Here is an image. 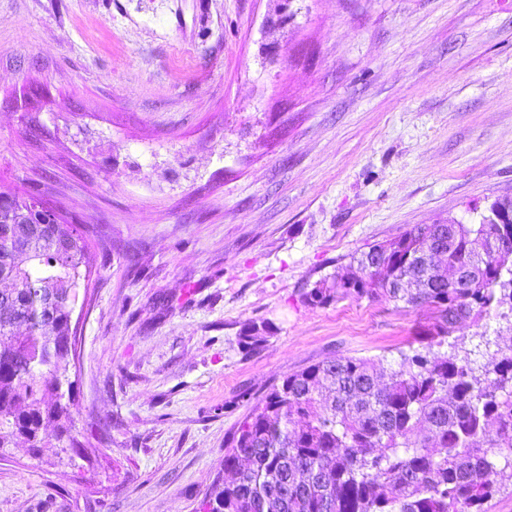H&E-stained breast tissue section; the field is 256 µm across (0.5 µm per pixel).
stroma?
I'll list each match as a JSON object with an SVG mask.
<instances>
[{
    "label": "stroma",
    "mask_w": 512,
    "mask_h": 512,
    "mask_svg": "<svg viewBox=\"0 0 512 512\" xmlns=\"http://www.w3.org/2000/svg\"><path fill=\"white\" fill-rule=\"evenodd\" d=\"M0 192L80 225L91 267L80 445L8 449L0 512H199L243 390L328 356L389 372L435 320L304 292L512 196V0H0ZM483 335L512 317L452 353ZM271 328L268 324L262 325L252 324L247 326L241 336H239V344L245 353H251L260 349L268 341Z\"/></svg>",
    "instance_id": "stroma-1"
}]
</instances>
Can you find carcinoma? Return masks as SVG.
I'll use <instances>...</instances> for the list:
<instances>
[{
  "label": "carcinoma",
  "instance_id": "carcinoma-1",
  "mask_svg": "<svg viewBox=\"0 0 512 512\" xmlns=\"http://www.w3.org/2000/svg\"><path fill=\"white\" fill-rule=\"evenodd\" d=\"M37 209L45 226L33 228ZM31 193L0 206V456L24 443L37 455L72 435L71 333L89 249L76 224ZM490 206L477 224H415L353 257L362 277L317 281L305 302L354 297L428 306L427 338L399 353L388 381L364 357H327L284 376L254 399L224 449L229 480L200 512H487L512 482V345L479 363L441 347L461 321L512 310V226ZM448 252V269L436 264ZM247 326L245 353L268 341Z\"/></svg>",
  "mask_w": 512,
  "mask_h": 512
}]
</instances>
